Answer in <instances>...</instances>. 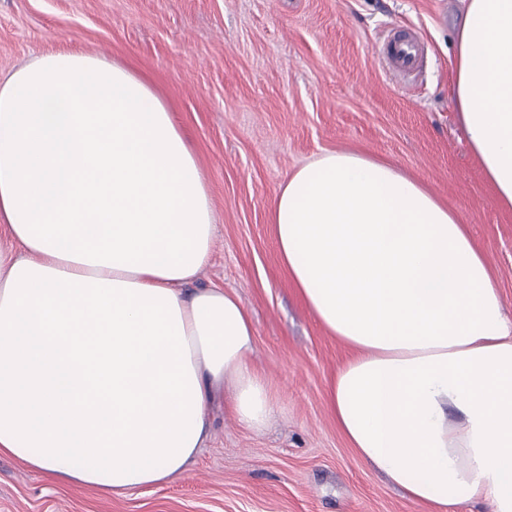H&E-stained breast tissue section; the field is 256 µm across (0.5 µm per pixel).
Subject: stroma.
<instances>
[{"label":"stroma","mask_w":512,"mask_h":512,"mask_svg":"<svg viewBox=\"0 0 512 512\" xmlns=\"http://www.w3.org/2000/svg\"><path fill=\"white\" fill-rule=\"evenodd\" d=\"M460 0H0V75L45 53L126 62L176 113L208 188L215 238L197 287L238 294L252 362L276 400L254 431L224 403L177 480L110 498L0 456V512H434L349 448L328 383L348 351L304 306L269 213L288 175L325 151L386 159L466 224L512 316V210L500 206L454 107ZM397 30L424 43L401 87Z\"/></svg>","instance_id":"35a3bbf8"}]
</instances>
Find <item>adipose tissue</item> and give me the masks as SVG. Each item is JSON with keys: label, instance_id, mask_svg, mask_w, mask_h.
<instances>
[{"label": "adipose tissue", "instance_id": "obj_1", "mask_svg": "<svg viewBox=\"0 0 512 512\" xmlns=\"http://www.w3.org/2000/svg\"><path fill=\"white\" fill-rule=\"evenodd\" d=\"M455 109L512 209V0H462ZM270 222L315 319L350 350L327 392L368 465L438 512H512V319L459 216L390 162L331 151ZM0 455L121 497L178 479L209 410L263 429L254 327L185 294L215 222L172 112L125 65L49 54L0 81Z\"/></svg>", "mask_w": 512, "mask_h": 512}]
</instances>
